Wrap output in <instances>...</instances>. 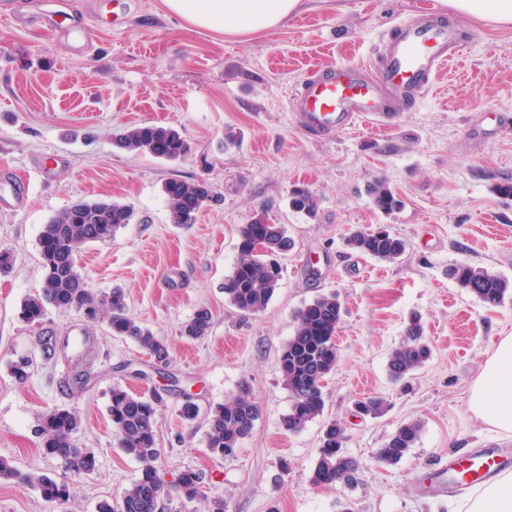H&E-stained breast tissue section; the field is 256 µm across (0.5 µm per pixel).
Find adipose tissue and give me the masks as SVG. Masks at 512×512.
Listing matches in <instances>:
<instances>
[{"instance_id": "adipose-tissue-1", "label": "adipose tissue", "mask_w": 512, "mask_h": 512, "mask_svg": "<svg viewBox=\"0 0 512 512\" xmlns=\"http://www.w3.org/2000/svg\"><path fill=\"white\" fill-rule=\"evenodd\" d=\"M302 0H162L171 15L187 24L240 36L280 26ZM477 421L504 438H512V334L499 341L484 362L467 400ZM454 512H512V471L465 493Z\"/></svg>"}]
</instances>
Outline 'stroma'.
I'll list each match as a JSON object with an SVG mask.
<instances>
[{
	"label": "stroma",
	"instance_id": "stroma-1",
	"mask_svg": "<svg viewBox=\"0 0 512 512\" xmlns=\"http://www.w3.org/2000/svg\"><path fill=\"white\" fill-rule=\"evenodd\" d=\"M40 0H0V251L13 263L0 273V457L17 469L68 484L63 505L18 480H0V512H97L120 500L141 464L125 455L108 416L113 386L133 394L157 388L156 462L166 484L194 469L200 495L171 493L165 512H450L451 495L428 492L448 456L500 443L467 410L469 389L501 337L512 334V298L484 306L458 287L451 271L482 266L512 280V26L443 9L440 0H303L297 14L268 32L232 37L194 29L167 14L161 0H76L95 31L85 49L67 33L22 22ZM436 10L464 42L460 63L392 124L362 121L335 136H305L291 110V89L305 76L344 64H372L393 25ZM182 132L191 145L179 162L118 150L114 134L140 124ZM234 141H226L227 132ZM206 181L218 197L192 228L171 224L161 191L167 179ZM385 182L400 204L376 208L370 194ZM318 200L310 217L289 205L293 189ZM83 200L131 205L135 223L112 240L89 243L77 264L97 294L123 288L129 314L167 345L168 365L106 323L74 310L48 309L41 323L22 320L23 301L43 277L38 238L50 218ZM283 224L291 247L267 307L241 312L224 295L239 257L237 229L256 212ZM388 226L407 243L384 262L350 250L356 228ZM336 292L344 313L338 361L323 387L321 415L297 433L283 419L291 404L280 369L295 311ZM212 313L204 339L181 336L197 310ZM419 319L430 358L392 381L391 352ZM84 332L94 343L84 363L86 388L63 390L64 358L45 361L42 332ZM32 360L18 383L15 360ZM250 387L259 408L253 432L234 457L212 455L204 420L180 415L186 397L208 410ZM382 397L383 415L354 403ZM54 408L79 414L74 435L92 449L94 471L69 469L43 453L33 430ZM339 422L345 448L360 464L355 484L315 486L311 474L325 426ZM419 422L415 448L395 465L376 453L404 422Z\"/></svg>",
	"mask_w": 512,
	"mask_h": 512
}]
</instances>
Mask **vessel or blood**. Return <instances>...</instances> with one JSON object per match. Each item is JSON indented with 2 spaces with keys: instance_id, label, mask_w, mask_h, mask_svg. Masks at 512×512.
Listing matches in <instances>:
<instances>
[{
  "instance_id": "vessel-or-blood-1",
  "label": "vessel or blood",
  "mask_w": 512,
  "mask_h": 512,
  "mask_svg": "<svg viewBox=\"0 0 512 512\" xmlns=\"http://www.w3.org/2000/svg\"><path fill=\"white\" fill-rule=\"evenodd\" d=\"M461 50L457 30L432 17L398 23L377 66L348 64L298 83L291 103L298 126L305 134L325 137L364 118L390 123L394 106L420 98ZM506 467L496 450L484 448L449 459L434 486L447 491L452 476L480 485Z\"/></svg>"
}]
</instances>
